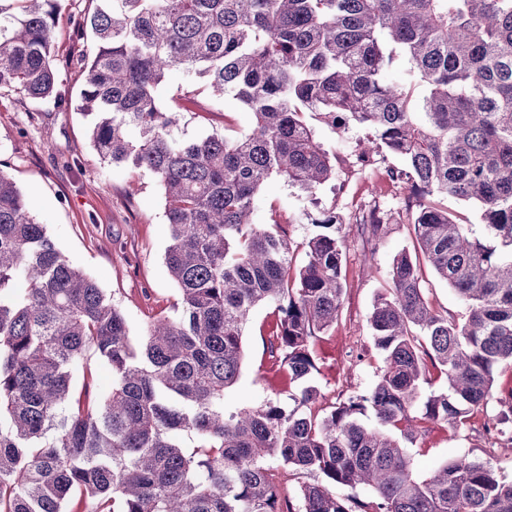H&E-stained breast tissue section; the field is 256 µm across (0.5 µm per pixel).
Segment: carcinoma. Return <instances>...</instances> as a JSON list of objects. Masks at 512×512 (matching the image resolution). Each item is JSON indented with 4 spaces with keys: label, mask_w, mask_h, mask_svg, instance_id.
Masks as SVG:
<instances>
[{
    "label": "carcinoma",
    "mask_w": 512,
    "mask_h": 512,
    "mask_svg": "<svg viewBox=\"0 0 512 512\" xmlns=\"http://www.w3.org/2000/svg\"><path fill=\"white\" fill-rule=\"evenodd\" d=\"M83 17L76 110L91 117L99 156L162 185L178 287L173 316L140 340L94 280L75 267L0 170V512H512V480L488 462L451 461L424 478L407 449L418 425L459 426L484 409L512 364V0H97ZM59 0H0V89L34 101L55 93ZM403 56L423 90L384 78ZM174 67L207 78L252 112L243 135L177 141L184 110L156 89ZM332 129L374 132L361 165L385 151L409 186L406 216L419 253L402 251L370 317L385 367L367 395L322 413L317 388L236 412L224 392L239 377L253 309L276 305L271 370L303 381L312 340L335 322L347 288L336 214L317 221L295 270L280 224L252 223L264 183L313 195L336 156L307 115ZM477 206L483 233L440 200ZM396 216L359 220L363 249ZM467 306L435 311L420 259ZM445 389L422 396L426 365ZM112 387L97 393L100 369ZM82 384L74 385L75 371ZM512 424L500 402L495 428ZM196 441L187 447L182 435ZM317 473L283 498L278 466ZM340 484L371 502L343 501Z\"/></svg>",
    "instance_id": "carcinoma-1"
}]
</instances>
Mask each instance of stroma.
Instances as JSON below:
<instances>
[{"label": "stroma", "instance_id": "obj_1", "mask_svg": "<svg viewBox=\"0 0 512 512\" xmlns=\"http://www.w3.org/2000/svg\"><path fill=\"white\" fill-rule=\"evenodd\" d=\"M92 0H61L56 19L54 53L58 61L57 97L33 101L0 90V170L24 194L31 214L44 224L69 260L93 277L112 304L124 314L131 336H140L152 316L170 314L178 300L166 264L169 226L164 198L150 174L104 162L90 143L88 123L74 108L82 78L71 60L82 48L73 30ZM196 75L173 68L158 88V98L170 104L187 91L196 106L171 131L177 140H193L215 131L248 133L253 115L232 96L214 101ZM65 103H58V96ZM317 139L336 157V176L321 186L315 198L280 179L264 184L253 204L252 221L282 224L288 230L294 265L305 262V244L318 232L325 212L339 216L346 236L345 270L348 288L335 324L313 340L316 369L308 377L323 396L324 405L369 393L385 365V355L372 338L369 318L379 292L390 285L389 271L400 251L412 249L411 224L392 225L371 260L362 257L357 220L373 205L404 211L410 191L390 183L385 171L402 161L387 154L375 165L355 166L354 156L371 136L370 130L349 123L338 132L313 121ZM277 318L274 305L254 308L242 338L243 361L237 382L224 394V408L234 412L275 399L293 408L300 385L284 388L274 378L266 352L267 335ZM512 396V366L501 365L493 396L484 411L466 425L424 423L414 438L403 440L414 458L415 472L424 476L458 458L490 462L512 479V443L483 428L495 416L499 399Z\"/></svg>", "mask_w": 512, "mask_h": 512}]
</instances>
